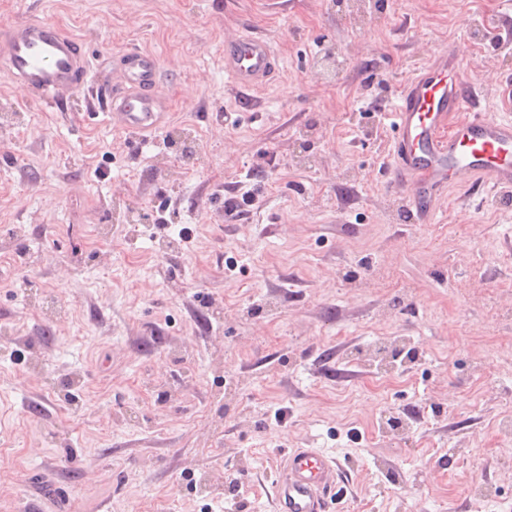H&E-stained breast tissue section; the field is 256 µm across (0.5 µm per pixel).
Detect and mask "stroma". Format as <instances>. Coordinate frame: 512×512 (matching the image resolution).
<instances>
[{
  "label": "stroma",
  "instance_id": "35a3bbf8",
  "mask_svg": "<svg viewBox=\"0 0 512 512\" xmlns=\"http://www.w3.org/2000/svg\"><path fill=\"white\" fill-rule=\"evenodd\" d=\"M507 9L0 0L104 84L151 50L171 102L132 138L102 98L47 109L0 70V512H273L291 448L340 461L332 512H512V193L449 187L420 224L383 170L386 110L448 45L492 101ZM243 33L278 61L248 111L224 74Z\"/></svg>",
  "mask_w": 512,
  "mask_h": 512
}]
</instances>
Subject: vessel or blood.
<instances>
[{
    "label": "vessel or blood",
    "mask_w": 512,
    "mask_h": 512,
    "mask_svg": "<svg viewBox=\"0 0 512 512\" xmlns=\"http://www.w3.org/2000/svg\"><path fill=\"white\" fill-rule=\"evenodd\" d=\"M6 70L31 97L55 105L64 90L93 89L88 52L53 22L0 29ZM159 61L149 52L122 55L105 97L108 122L138 136L154 131L170 104L158 88ZM274 51L266 40L242 34L224 44V71L234 86L252 88L272 77ZM462 60L456 47L420 68L391 114L393 155L388 188L405 205L429 217L455 184L512 185V76L490 110L466 107ZM342 479L335 457L320 448L287 450L274 484L275 512H329Z\"/></svg>",
    "instance_id": "b4317fda"
}]
</instances>
